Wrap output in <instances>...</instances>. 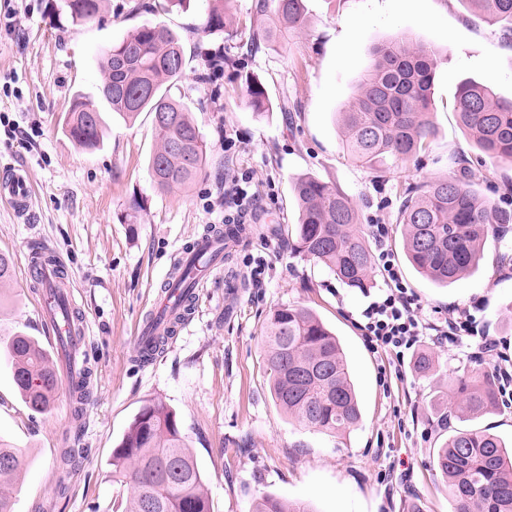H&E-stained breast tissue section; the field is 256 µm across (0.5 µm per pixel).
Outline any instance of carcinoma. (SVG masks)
I'll use <instances>...</instances> for the list:
<instances>
[{
    "mask_svg": "<svg viewBox=\"0 0 512 512\" xmlns=\"http://www.w3.org/2000/svg\"><path fill=\"white\" fill-rule=\"evenodd\" d=\"M103 0H62L61 9L74 23L97 16ZM198 31L224 30L229 19L215 0ZM467 9L512 31V0H461ZM259 27L241 25L236 35L251 44L272 43L284 32L306 24L304 0H256ZM221 48L200 55L198 80L234 64ZM180 36L163 23L145 24L119 43L100 51V91L112 111L128 120L153 114L155 149L149 160L152 184L160 193L186 187L203 172L210 147L187 106L174 95L184 70ZM434 48L395 37L373 47L371 61L358 78L352 100L338 112L343 149L355 161L382 172L388 162L406 161L426 150L435 128ZM247 101L260 112L272 111L262 84L245 80ZM144 87L151 94L142 95ZM460 123L480 152L479 168L464 179L441 178L410 185L398 223L404 254L412 267L437 286L451 284L479 265L493 228L512 224V200L480 195L476 181L485 177L487 161H512V99L495 98L473 80L460 83L454 100ZM64 131L82 149L101 142L102 118L97 106L76 96L65 114ZM298 205L294 252L324 265L349 288L364 289L372 281L374 256L360 228L351 198L313 175L293 182ZM11 257L0 253V309L3 289L12 280ZM265 355L276 404L304 427L344 436L358 426L361 412L347 361L339 341L311 310L280 305L271 312L264 336ZM0 350L11 366L23 402L46 411L58 390L52 356L22 330L0 336ZM451 398L463 412L479 417L497 401L490 379L476 376L459 382ZM448 479L453 512H512V449L481 429H460L434 457ZM20 470L17 452L0 437V512H15L3 491ZM112 478L131 488L121 512H210L203 475L176 414L161 401L145 403L113 451ZM252 512H312L303 502L265 497Z\"/></svg>",
    "mask_w": 512,
    "mask_h": 512,
    "instance_id": "cac0c4a2",
    "label": "carcinoma"
}]
</instances>
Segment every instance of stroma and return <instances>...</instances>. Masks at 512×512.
Masks as SVG:
<instances>
[{"label": "stroma", "mask_w": 512, "mask_h": 512, "mask_svg": "<svg viewBox=\"0 0 512 512\" xmlns=\"http://www.w3.org/2000/svg\"><path fill=\"white\" fill-rule=\"evenodd\" d=\"M164 0H104L98 17L72 24L59 0H0V113L32 141L0 125V172L25 169L32 213L18 217L0 201V253L15 277L0 308V332L21 330L55 352L39 316L29 276L39 248L60 260L69 300L86 324L90 399L74 422L67 388L49 412L30 411L0 356V437L22 466L7 492L15 512H112L129 487L112 480V453L147 401L173 409L202 471L211 512H251L265 496L311 503L315 512H451L447 481L433 457L455 429H485L512 441V398L470 419L445 396L458 380L493 374L491 359L469 339L425 340L417 359L397 361L373 350L358 324L360 312L384 288L381 268L371 288L345 287L322 264L291 250L297 206L292 180L309 173L344 191L363 224L385 225V249L417 297L424 317L470 309L479 335L499 341L512 360V230L490 239L475 273L444 288L406 262L396 222L405 187L456 177L478 165V151L460 127L453 100L461 80L475 79L500 98H512V37L466 11L460 0H304L306 25L258 49L241 48L229 32H193L211 0L164 8ZM165 22L185 47L179 83L195 124L210 145L204 174L189 189L157 192L149 157L152 118L130 122L110 111L100 94L99 51L133 29ZM438 52L432 120L436 134L415 161L383 176L344 151L335 112L351 98L373 47L397 35ZM223 47L238 64L226 67L222 97L208 100L198 84L201 50ZM264 84L274 109L257 114L244 101L246 75ZM96 103L104 122L100 147L77 148L62 131L74 95ZM232 147H225V137ZM250 173L258 205L246 242L203 288L188 321L153 361L133 355L136 327L184 246L224 215V184ZM143 206L126 219L131 200ZM261 268V282L251 272ZM313 310L339 336L362 402V419L336 437L304 428L276 405L263 336L278 305ZM76 451L61 468L63 449Z\"/></svg>", "instance_id": "35a3bbf8"}]
</instances>
